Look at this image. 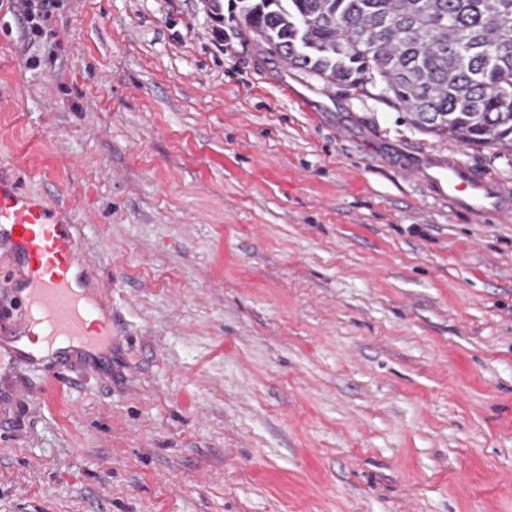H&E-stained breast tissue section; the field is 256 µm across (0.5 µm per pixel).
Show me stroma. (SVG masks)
I'll use <instances>...</instances> for the list:
<instances>
[{
	"instance_id": "stroma-1",
	"label": "stroma",
	"mask_w": 512,
	"mask_h": 512,
	"mask_svg": "<svg viewBox=\"0 0 512 512\" xmlns=\"http://www.w3.org/2000/svg\"><path fill=\"white\" fill-rule=\"evenodd\" d=\"M0 0V166L79 225L112 370L14 374L0 512H512V216L402 163L512 187L264 55L238 0ZM24 7L28 23L33 25L32 29L35 32H40V23L36 20H41L49 16L50 10L55 7L56 0H24ZM36 21V22H34ZM443 198L455 208L474 217L512 214V191L487 172L453 158H434L422 171Z\"/></svg>"
}]
</instances>
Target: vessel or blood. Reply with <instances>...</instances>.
Returning <instances> with one entry per match:
<instances>
[{
    "instance_id": "b4317fda",
    "label": "vessel or blood",
    "mask_w": 512,
    "mask_h": 512,
    "mask_svg": "<svg viewBox=\"0 0 512 512\" xmlns=\"http://www.w3.org/2000/svg\"><path fill=\"white\" fill-rule=\"evenodd\" d=\"M423 176L474 217L512 214V189L453 158L432 159ZM78 227L0 171V257L11 261L24 320L0 329V355L14 370L48 364L61 376L70 358L103 365L112 355V309L104 284L77 247Z\"/></svg>"
}]
</instances>
